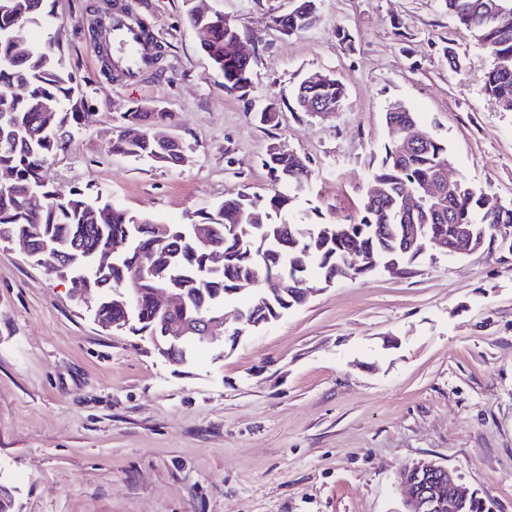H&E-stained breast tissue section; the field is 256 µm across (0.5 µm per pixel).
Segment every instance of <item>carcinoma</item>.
Masks as SVG:
<instances>
[{
  "label": "carcinoma",
  "instance_id": "cac0c4a2",
  "mask_svg": "<svg viewBox=\"0 0 512 512\" xmlns=\"http://www.w3.org/2000/svg\"><path fill=\"white\" fill-rule=\"evenodd\" d=\"M45 2L0 0V172L11 174L10 184L0 187V240L25 237L35 250L46 243L53 245L54 251L41 255L47 268L59 263L60 255L114 253L112 265L91 276L87 285L102 322L123 318L124 305L117 296L123 293L127 306L135 308V332L163 345L171 322L209 317L217 305L233 303L249 292L251 282L274 278L287 285L264 309L236 308L242 322L232 332H246L303 304L301 281L311 275L318 282L334 283L341 273L351 279L372 274V267L353 261L354 248L399 266L414 262L423 252L416 246L406 247L407 224L418 225L420 238L427 242L448 240L461 227L486 241L512 240V204L493 212L483 208L484 190L466 179L441 199H425L421 184L449 161L448 148L435 137L424 149L404 150L406 126L415 122V114L394 102L385 113L386 155L370 175L379 195L366 197L357 222L301 224L290 218L296 196L293 186L308 183L311 170L301 164L296 152L282 149L265 157L263 165L273 182L288 185L290 192L276 190L264 198L242 191L200 213L198 223L208 227L212 242L224 253L221 269L201 276L208 264L207 252L193 242L189 225H169L168 241L162 244L152 221H137L110 202L92 204L79 188L67 196L52 190L44 164L65 148L72 130L88 115L91 101L67 70L59 37L50 35L43 44L35 45L26 36L30 25L50 27ZM295 2L281 24L297 32L317 21L318 15L316 0ZM443 4L448 15L492 56L485 94L502 111L512 112V0H443ZM232 36L221 23L211 28L201 49L223 74L224 92L234 95L235 73L250 65L227 56L225 43ZM16 86L23 88L22 95L10 93ZM307 95L336 112L343 110L346 100L343 85L332 76L307 88ZM49 104L63 118V127L52 133L42 131ZM149 119L138 102L123 116L126 127ZM112 151L176 168L182 148L174 145L166 159H157L160 147L145 129L137 137L120 134L112 140ZM409 191L422 201L412 219L401 208L403 194ZM145 267L177 270V278L167 285L183 294L181 312H156L151 295L162 282L142 273ZM440 512H493V503L475 490L464 496L450 487Z\"/></svg>",
  "mask_w": 512,
  "mask_h": 512
}]
</instances>
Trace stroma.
Returning <instances> with one entry per match:
<instances>
[{"label": "stroma", "mask_w": 512, "mask_h": 512, "mask_svg": "<svg viewBox=\"0 0 512 512\" xmlns=\"http://www.w3.org/2000/svg\"><path fill=\"white\" fill-rule=\"evenodd\" d=\"M93 0H47L51 29L93 99L44 173L138 218L194 222L200 209L273 185L278 144L313 170L294 206L309 224L356 222L400 101L443 139L452 176L512 203V112L483 91L492 59L441 0H318L290 35L292 0H206L251 55L249 97L223 78L185 20L184 0H125L163 56L108 77L89 36ZM313 71L345 87L343 111H255ZM161 103L191 160L161 168L113 154L129 103ZM71 279L0 243V486L12 512H402L401 469L437 461L512 512V248L425 255L406 272L341 279L185 363L148 338L102 328ZM316 1L317 0H295L296 6L288 13V17L282 18L281 24L287 25L288 28L292 30V33L310 28L306 26H309L318 20ZM308 5L312 6V11H298L303 6L304 10H307Z\"/></svg>", "instance_id": "stroma-1"}]
</instances>
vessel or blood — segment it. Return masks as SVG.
<instances>
[{
	"label": "vessel or blood",
	"instance_id": "1",
	"mask_svg": "<svg viewBox=\"0 0 512 512\" xmlns=\"http://www.w3.org/2000/svg\"><path fill=\"white\" fill-rule=\"evenodd\" d=\"M112 61L129 77H139L153 65L152 35L143 32L136 22L122 12L116 13L108 33Z\"/></svg>",
	"mask_w": 512,
	"mask_h": 512
}]
</instances>
